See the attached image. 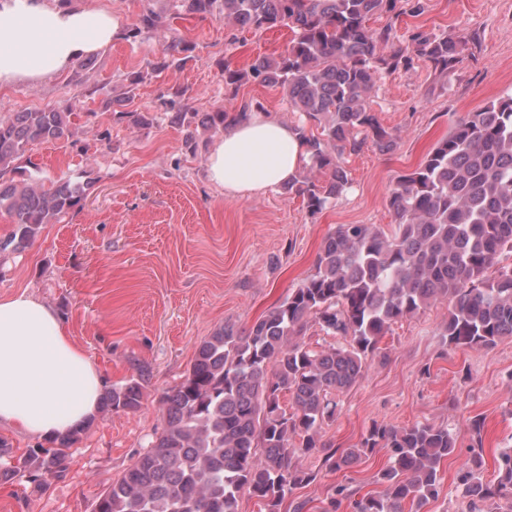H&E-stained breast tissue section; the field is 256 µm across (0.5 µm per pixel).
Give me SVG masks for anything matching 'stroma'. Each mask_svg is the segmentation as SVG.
I'll use <instances>...</instances> for the list:
<instances>
[{
	"mask_svg": "<svg viewBox=\"0 0 512 512\" xmlns=\"http://www.w3.org/2000/svg\"><path fill=\"white\" fill-rule=\"evenodd\" d=\"M77 9H107L128 28L147 9L173 20L172 32L194 45L190 58L163 77L142 83L135 109L156 112L166 88L185 87L200 111L231 110L245 102L294 124L281 89L255 81L238 92L224 87V63L245 69L260 55L282 53L285 27L237 33L222 19L175 18V0H70ZM425 9L398 23L399 40L414 28L451 31L479 39L448 75L437 80L426 64L382 76L372 96L379 122L397 133L395 150L366 145L347 156L348 191L312 215L301 198L274 188L242 197L224 192L206 176L213 138L202 134L188 150L182 130L158 115L147 127L85 100L81 140L89 152L60 143H39L32 158L44 176L60 173L95 184L81 207L59 224L44 225L21 253L0 265V295L20 290L40 297L61 315L70 335L101 366L107 385L123 383L135 365L151 372L138 412L98 411L71 450L65 478L39 493L24 485L0 486V512H94L97 495L119 478L165 424L160 402L180 382L196 346L224 322L249 328L314 271L325 237L341 224L392 229L388 195L397 177L414 169L454 121L486 102L512 95V0H423ZM159 49L157 36H120L93 56L88 69L68 67L48 79L24 80L0 89V113L23 112L66 102L77 82L117 96L127 76L143 71ZM110 131L109 143L97 135ZM448 307L435 304L393 324L380 342L387 363L376 366L340 398L325 442L358 446L373 422L405 426L445 425L458 434V450L444 462L438 496L424 512H469L456 493V476L467 460L470 418L484 419V474L495 478L496 449L512 445V340L489 350L443 351L439 331ZM384 452L331 472L320 457L301 458L314 482L285 497L280 512L303 502L321 512L330 489L343 484L377 491Z\"/></svg>",
	"mask_w": 512,
	"mask_h": 512,
	"instance_id": "obj_1",
	"label": "stroma"
}]
</instances>
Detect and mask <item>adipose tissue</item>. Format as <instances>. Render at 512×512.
Here are the masks:
<instances>
[{
	"mask_svg": "<svg viewBox=\"0 0 512 512\" xmlns=\"http://www.w3.org/2000/svg\"><path fill=\"white\" fill-rule=\"evenodd\" d=\"M119 32L105 9L0 0V87L56 75ZM305 156L294 125L256 112L213 145L207 176L228 193L259 195L295 178ZM103 386L56 311L25 291L0 297V425L44 441L65 435L96 414Z\"/></svg>",
	"mask_w": 512,
	"mask_h": 512,
	"instance_id": "1",
	"label": "adipose tissue"
}]
</instances>
